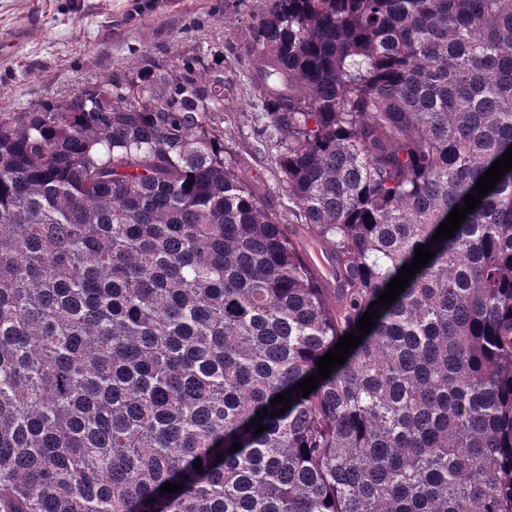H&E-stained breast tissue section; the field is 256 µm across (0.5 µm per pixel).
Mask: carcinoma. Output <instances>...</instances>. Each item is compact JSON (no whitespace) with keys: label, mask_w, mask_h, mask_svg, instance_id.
Segmentation results:
<instances>
[{"label":"carcinoma","mask_w":512,"mask_h":512,"mask_svg":"<svg viewBox=\"0 0 512 512\" xmlns=\"http://www.w3.org/2000/svg\"><path fill=\"white\" fill-rule=\"evenodd\" d=\"M250 30L288 224L224 165L203 56L0 118V512H512V170L433 240L512 146V0Z\"/></svg>","instance_id":"cac0c4a2"}]
</instances>
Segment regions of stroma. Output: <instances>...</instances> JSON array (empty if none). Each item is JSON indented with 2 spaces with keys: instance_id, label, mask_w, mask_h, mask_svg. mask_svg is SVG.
<instances>
[{
  "instance_id": "stroma-1",
  "label": "stroma",
  "mask_w": 512,
  "mask_h": 512,
  "mask_svg": "<svg viewBox=\"0 0 512 512\" xmlns=\"http://www.w3.org/2000/svg\"><path fill=\"white\" fill-rule=\"evenodd\" d=\"M260 0H0V114L63 100L114 70L206 54L224 75V163L265 202L288 211L271 145L258 132L267 106L251 92L246 51Z\"/></svg>"
}]
</instances>
